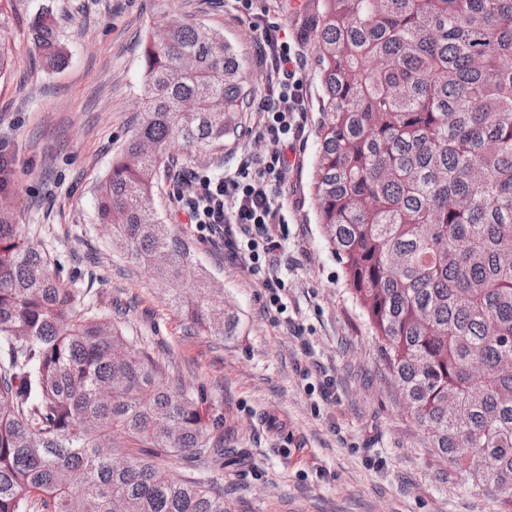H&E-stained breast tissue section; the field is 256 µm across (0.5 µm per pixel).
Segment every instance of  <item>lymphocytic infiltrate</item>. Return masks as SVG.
<instances>
[{
  "label": "lymphocytic infiltrate",
  "mask_w": 512,
  "mask_h": 512,
  "mask_svg": "<svg viewBox=\"0 0 512 512\" xmlns=\"http://www.w3.org/2000/svg\"><path fill=\"white\" fill-rule=\"evenodd\" d=\"M259 63L266 83L264 93L252 102L259 121L251 132L255 138L277 143V150L221 177L190 171L176 173L174 180L188 223L213 233L236 225L250 237L252 247L262 248L273 263L282 250L276 228L286 221L281 187L288 172V153L304 136L308 94L304 62L290 54L278 27L262 30Z\"/></svg>",
  "instance_id": "obj_1"
}]
</instances>
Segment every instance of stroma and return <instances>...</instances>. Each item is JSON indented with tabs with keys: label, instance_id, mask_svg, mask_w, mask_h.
<instances>
[{
	"label": "stroma",
	"instance_id": "35a3bbf8",
	"mask_svg": "<svg viewBox=\"0 0 512 512\" xmlns=\"http://www.w3.org/2000/svg\"><path fill=\"white\" fill-rule=\"evenodd\" d=\"M43 2L0 0V35L11 50L0 77V147L16 157L5 203L52 266L89 289L100 314L167 365L168 382L202 393L223 415L226 512H494L436 459L407 413L317 222L321 89L312 44L299 32L303 0H254L248 15L234 0H53L68 58L49 72L32 60L25 21ZM172 19L221 31L258 94L266 24H277L305 62L306 129L282 187L288 222L277 265L247 269L241 233L224 239L187 223L172 180L179 169L216 177L272 152L274 142L248 133L254 112L210 151L174 144L155 194L164 223L224 288L238 325L222 341L190 333L147 270L109 248L95 220L96 187L141 120L144 44ZM270 279L283 286L282 306L269 303Z\"/></svg>",
	"mask_w": 512,
	"mask_h": 512
}]
</instances>
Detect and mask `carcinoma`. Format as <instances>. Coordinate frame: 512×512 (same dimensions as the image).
I'll list each match as a JSON object with an SVG mask.
<instances>
[{
    "label": "carcinoma",
    "mask_w": 512,
    "mask_h": 512,
    "mask_svg": "<svg viewBox=\"0 0 512 512\" xmlns=\"http://www.w3.org/2000/svg\"><path fill=\"white\" fill-rule=\"evenodd\" d=\"M43 69L67 49L43 5ZM321 88L317 222L436 458L512 512V0H309ZM142 120L96 220L190 323L234 335L224 289L154 208L171 144L199 152L250 91L224 35L165 24L143 51ZM64 282L0 208V512H225L224 418Z\"/></svg>",
    "instance_id": "obj_1"
}]
</instances>
